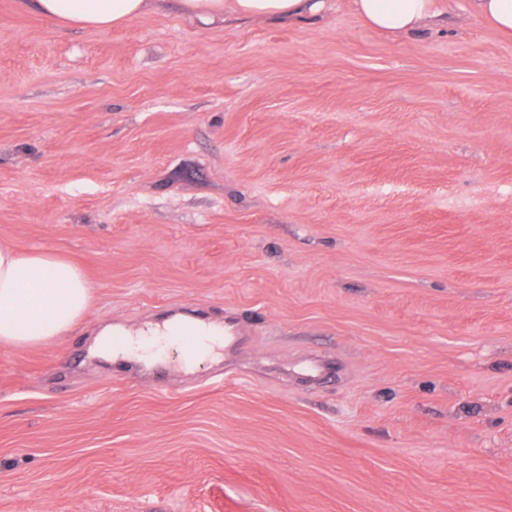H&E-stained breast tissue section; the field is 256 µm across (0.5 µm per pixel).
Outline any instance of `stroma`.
I'll list each match as a JSON object with an SVG mask.
<instances>
[{
	"mask_svg": "<svg viewBox=\"0 0 512 512\" xmlns=\"http://www.w3.org/2000/svg\"><path fill=\"white\" fill-rule=\"evenodd\" d=\"M153 3L0 0V244L94 285L0 346V512H512V35ZM177 315L220 362L91 351ZM32 1L35 11L47 20L89 30H106L141 15L146 9V0Z\"/></svg>",
	"mask_w": 512,
	"mask_h": 512,
	"instance_id": "35a3bbf8",
	"label": "stroma"
}]
</instances>
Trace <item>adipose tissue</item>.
Instances as JSON below:
<instances>
[{
  "mask_svg": "<svg viewBox=\"0 0 512 512\" xmlns=\"http://www.w3.org/2000/svg\"><path fill=\"white\" fill-rule=\"evenodd\" d=\"M185 14L205 24L223 19L225 11L243 17L302 16L321 12L325 0H176ZM442 0H351L355 15L388 35L417 31L437 19ZM47 20L89 30H105L141 15L146 0H33ZM93 285L69 258L52 250L22 252L0 246V345L33 347L72 330L87 310ZM190 338L181 358L184 370L218 357L224 328L216 323L176 317L143 334L116 325L101 330L94 351H119L137 360L163 358L160 341Z\"/></svg>",
  "mask_w": 512,
  "mask_h": 512,
  "instance_id": "1",
  "label": "adipose tissue"
}]
</instances>
